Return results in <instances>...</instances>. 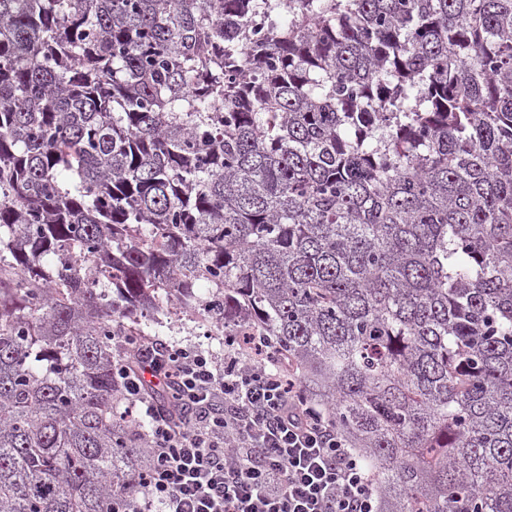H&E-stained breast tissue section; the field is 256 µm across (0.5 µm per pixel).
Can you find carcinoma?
Here are the masks:
<instances>
[{
    "mask_svg": "<svg viewBox=\"0 0 512 512\" xmlns=\"http://www.w3.org/2000/svg\"><path fill=\"white\" fill-rule=\"evenodd\" d=\"M165 305L272 340L381 512H512V0H0V512L135 490Z\"/></svg>",
    "mask_w": 512,
    "mask_h": 512,
    "instance_id": "1",
    "label": "carcinoma"
}]
</instances>
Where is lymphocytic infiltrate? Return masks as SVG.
<instances>
[{"label": "lymphocytic infiltrate", "instance_id": "obj_1", "mask_svg": "<svg viewBox=\"0 0 512 512\" xmlns=\"http://www.w3.org/2000/svg\"><path fill=\"white\" fill-rule=\"evenodd\" d=\"M129 404L149 418L152 462L115 512H377L370 472L273 353L217 362L191 347L132 340ZM171 393L166 411L148 396Z\"/></svg>", "mask_w": 512, "mask_h": 512}]
</instances>
